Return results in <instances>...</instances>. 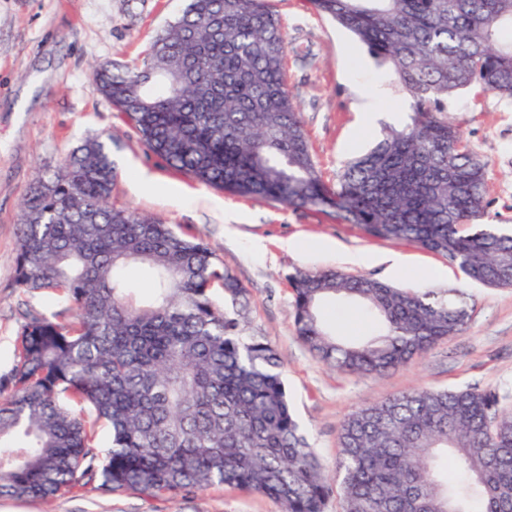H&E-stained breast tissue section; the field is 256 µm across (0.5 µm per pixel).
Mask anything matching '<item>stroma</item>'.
<instances>
[{"label": "stroma", "instance_id": "obj_1", "mask_svg": "<svg viewBox=\"0 0 512 512\" xmlns=\"http://www.w3.org/2000/svg\"><path fill=\"white\" fill-rule=\"evenodd\" d=\"M286 35L284 71L324 181L368 148L381 126L365 127V106L408 122L410 102L388 66L309 0H268ZM183 0H0V384L16 361L25 314L71 321L57 297L15 286L20 203L39 169L57 165L84 139L112 143V203L202 238L223 258L248 300L247 332L275 346L295 414L326 472L339 456V429L358 407L411 388L512 389V288L467 282L442 256L414 244L368 238L356 225L315 208L231 194L169 167L148 150L101 94L94 67L141 62ZM447 117L489 162L486 219L512 224V103L473 87L449 99ZM322 241L326 250L315 249ZM401 256L404 270L391 266ZM336 269L400 288L459 289L471 319L460 335L380 376L326 368L299 339L288 277ZM337 337L375 330L360 308L327 305ZM0 512H280L271 499L224 485L177 497L76 487L48 501L0 498Z\"/></svg>", "mask_w": 512, "mask_h": 512}]
</instances>
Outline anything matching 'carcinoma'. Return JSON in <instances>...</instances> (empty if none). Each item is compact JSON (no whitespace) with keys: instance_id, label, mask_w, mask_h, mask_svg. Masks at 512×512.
<instances>
[{"instance_id":"obj_1","label":"carcinoma","mask_w":512,"mask_h":512,"mask_svg":"<svg viewBox=\"0 0 512 512\" xmlns=\"http://www.w3.org/2000/svg\"><path fill=\"white\" fill-rule=\"evenodd\" d=\"M392 66L409 122L387 128L328 184L284 83L285 34L266 0H187L134 66L95 73L102 93L172 168L227 192L331 210L372 238L436 253L467 280L512 287V229L483 218L488 161L449 122L478 86L512 101V0H310ZM112 147L89 138L38 172L23 202L15 283L54 295L74 321L21 325L0 398V497L47 501L79 483L176 497L224 484L281 512H512V409L499 388L412 389L361 406L325 473L294 417L282 358L246 334L244 288L201 239L114 208ZM130 265L152 300L129 293ZM298 337L328 367L383 375L459 335L461 293L404 289L333 268L290 276ZM220 287L224 305L213 299ZM366 309L377 331L343 342L328 301ZM89 408L95 421L69 404ZM109 442L96 450V423ZM463 471L448 480L442 455Z\"/></svg>"}]
</instances>
